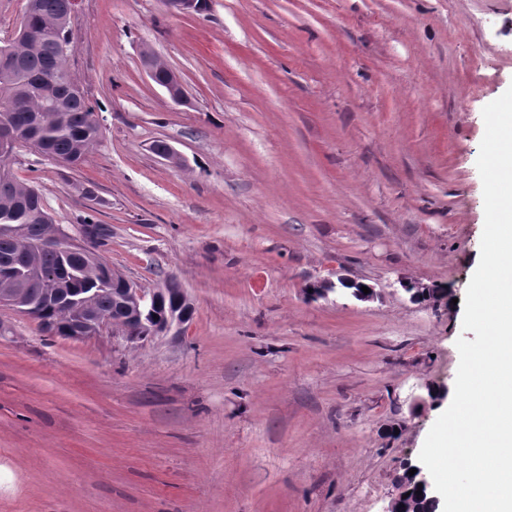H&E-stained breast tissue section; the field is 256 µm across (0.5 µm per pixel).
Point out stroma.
<instances>
[{"mask_svg":"<svg viewBox=\"0 0 512 512\" xmlns=\"http://www.w3.org/2000/svg\"><path fill=\"white\" fill-rule=\"evenodd\" d=\"M70 38L100 142L75 168L26 146L8 168L53 223L111 225L100 252L140 287L177 277L193 314L130 344L0 308V512H386L474 337L512 0H77Z\"/></svg>","mask_w":512,"mask_h":512,"instance_id":"1","label":"stroma"}]
</instances>
